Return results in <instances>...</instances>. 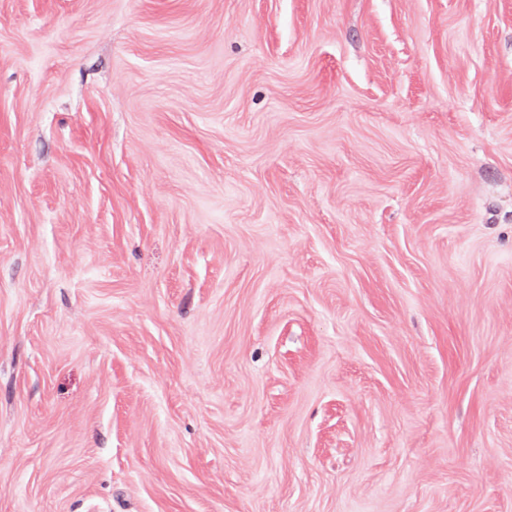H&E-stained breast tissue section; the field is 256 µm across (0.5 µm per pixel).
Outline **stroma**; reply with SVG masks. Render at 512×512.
I'll return each mask as SVG.
<instances>
[{
  "mask_svg": "<svg viewBox=\"0 0 512 512\" xmlns=\"http://www.w3.org/2000/svg\"><path fill=\"white\" fill-rule=\"evenodd\" d=\"M0 512H512V0H0Z\"/></svg>",
  "mask_w": 512,
  "mask_h": 512,
  "instance_id": "obj_1",
  "label": "stroma"
}]
</instances>
